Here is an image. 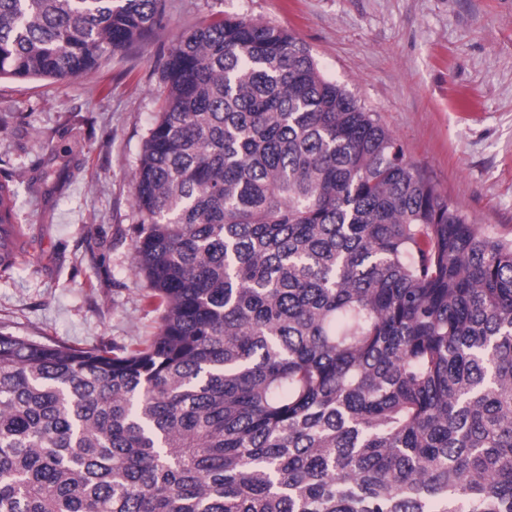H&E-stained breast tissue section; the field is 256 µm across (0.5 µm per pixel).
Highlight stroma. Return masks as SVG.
<instances>
[{"label": "stroma", "mask_w": 512, "mask_h": 512, "mask_svg": "<svg viewBox=\"0 0 512 512\" xmlns=\"http://www.w3.org/2000/svg\"><path fill=\"white\" fill-rule=\"evenodd\" d=\"M292 33L471 223L512 231V0H167L150 42L63 81L0 80V179L34 249L0 278V330L134 349L160 313L134 275L132 175L160 65L218 13Z\"/></svg>", "instance_id": "stroma-1"}]
</instances>
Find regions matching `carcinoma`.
Segmentation results:
<instances>
[{"label":"carcinoma","mask_w":512,"mask_h":512,"mask_svg":"<svg viewBox=\"0 0 512 512\" xmlns=\"http://www.w3.org/2000/svg\"><path fill=\"white\" fill-rule=\"evenodd\" d=\"M166 0H0V78L148 41ZM134 174V350L0 332V512H512V236L309 49L182 33Z\"/></svg>","instance_id":"cac0c4a2"}]
</instances>
